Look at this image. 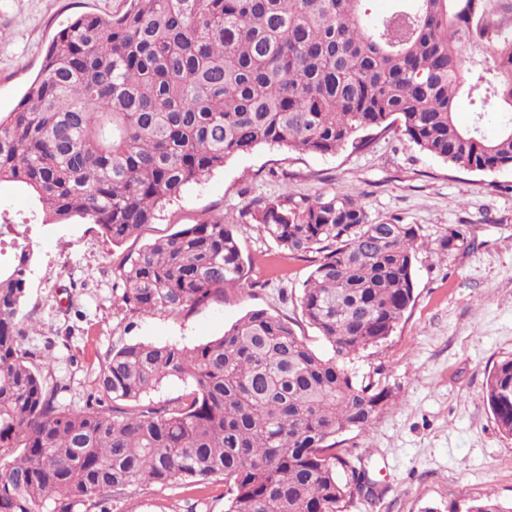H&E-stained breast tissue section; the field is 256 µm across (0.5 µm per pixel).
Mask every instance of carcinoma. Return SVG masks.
I'll list each match as a JSON object with an SVG mask.
<instances>
[{
	"label": "carcinoma",
	"mask_w": 512,
	"mask_h": 512,
	"mask_svg": "<svg viewBox=\"0 0 512 512\" xmlns=\"http://www.w3.org/2000/svg\"><path fill=\"white\" fill-rule=\"evenodd\" d=\"M368 2L129 0L121 14L76 17L0 113V182L36 206L0 213V227L78 217L121 243L186 185L260 145L333 155L398 131L453 168L512 169V122L488 139L455 118L462 92L512 109V13L493 0H396L372 15ZM475 45L486 52H468ZM248 215L278 246L314 255L299 306L331 355L252 310L189 349L112 350L103 396L63 411L25 346L34 253L19 242L0 262V512H76L130 488L213 480L225 512H343L354 493L374 496L336 437L368 432L395 398L349 362L388 339L413 301L417 229L336 194L282 196ZM234 228L207 219L147 245L121 269L117 303L187 314L244 287ZM440 246L470 249L468 229ZM173 378L192 387L183 401L141 404ZM484 398L512 436V355L493 364ZM466 512L512 505L486 497Z\"/></svg>",
	"instance_id": "carcinoma-1"
}]
</instances>
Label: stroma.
I'll return each instance as SVG.
<instances>
[{"label":"stroma","mask_w":512,"mask_h":512,"mask_svg":"<svg viewBox=\"0 0 512 512\" xmlns=\"http://www.w3.org/2000/svg\"><path fill=\"white\" fill-rule=\"evenodd\" d=\"M125 0H0V112L12 111L38 74L53 37L76 15H112ZM456 119L495 135L512 111L460 96ZM361 199L373 217L412 224L422 243L413 301L384 343L354 366L398 398L368 433H344L374 482L375 499L354 497L346 512H465L495 494L512 503V437L500 432L483 393L488 370L512 355V169L460 171L389 134L334 155L262 145L157 207L152 223L122 244L80 219L0 233V257L27 238L35 264L24 306L27 342L48 357L43 374L56 403L80 409L112 347L125 343L191 348L223 335L248 311L289 319L320 354L330 348L302 318L299 296L309 260L279 248L243 216L258 201L321 193ZM235 225L248 287L225 291L190 314L140 313L114 303L117 271L154 239L208 218ZM469 225L475 247L443 254L449 227ZM224 484L145 486L80 512H224Z\"/></svg>","instance_id":"stroma-1"}]
</instances>
